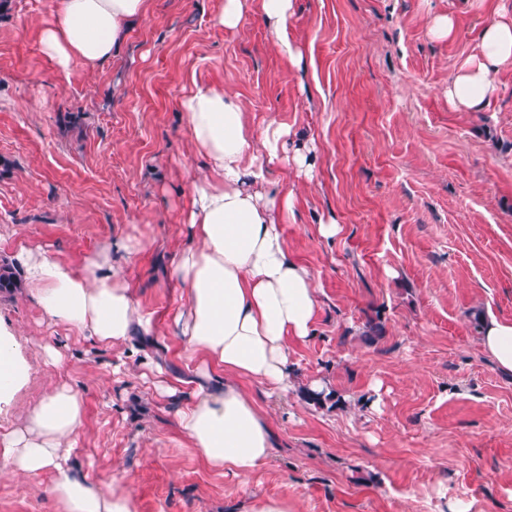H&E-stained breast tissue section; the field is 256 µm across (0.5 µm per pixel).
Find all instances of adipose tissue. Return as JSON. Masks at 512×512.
Here are the masks:
<instances>
[{
	"mask_svg": "<svg viewBox=\"0 0 512 512\" xmlns=\"http://www.w3.org/2000/svg\"><path fill=\"white\" fill-rule=\"evenodd\" d=\"M146 10L147 0H55L54 21L40 32L41 49L62 71L105 61L125 26ZM257 11L282 55L297 63L300 52L289 34L293 0H257ZM509 63L512 20L500 19L483 29L477 54L449 84V102L479 106L494 89L495 73ZM180 107L206 170L190 179L185 222L191 244L171 276L186 291L178 332L201 363L188 391L159 366L150 371L160 394L188 396L177 421L193 450L212 469L245 479L270 458L274 434L239 381L250 379L268 395L287 394L288 342L312 334L321 306L314 275L290 255L282 231L294 216L295 193L269 177L271 164L281 162L296 177L310 178V147L293 144L288 128L274 120L254 132L241 102L211 83L193 81ZM142 248L132 238L115 240L79 268L38 249L21 250L16 260L27 294L47 318L114 347L155 332L124 273ZM481 343L501 369L512 371V321L486 322ZM83 416L80 393L58 387L0 436V471L12 477L54 472L46 493L59 512H136L130 493L109 492L70 473L71 438Z\"/></svg>",
	"mask_w": 512,
	"mask_h": 512,
	"instance_id": "adipose-tissue-1",
	"label": "adipose tissue"
}]
</instances>
